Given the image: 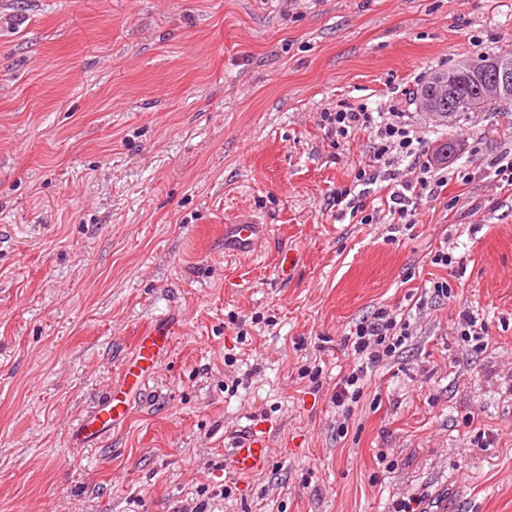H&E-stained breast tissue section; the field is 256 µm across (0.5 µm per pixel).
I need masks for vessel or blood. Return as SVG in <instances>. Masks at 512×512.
Returning a JSON list of instances; mask_svg holds the SVG:
<instances>
[{"instance_id":"1","label":"vessel or blood","mask_w":512,"mask_h":512,"mask_svg":"<svg viewBox=\"0 0 512 512\" xmlns=\"http://www.w3.org/2000/svg\"><path fill=\"white\" fill-rule=\"evenodd\" d=\"M224 234L232 243L243 247L256 244L261 237L259 225L245 220L225 225ZM173 334L174 329L169 324L158 323L138 337L136 357L127 366L121 383L113 386L94 410L80 421L72 434L74 440L84 443L96 441L126 420L130 391L139 388L144 376L160 364L168 352ZM271 456L266 436L252 432L233 441L230 463L237 472L257 474L268 467Z\"/></svg>"}]
</instances>
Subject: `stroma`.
Returning a JSON list of instances; mask_svg holds the SVG:
<instances>
[{"instance_id": "stroma-1", "label": "stroma", "mask_w": 512, "mask_h": 512, "mask_svg": "<svg viewBox=\"0 0 512 512\" xmlns=\"http://www.w3.org/2000/svg\"><path fill=\"white\" fill-rule=\"evenodd\" d=\"M505 49L512 0H0V512H512V102L445 125L416 97ZM362 104L421 159L459 144L406 217L352 184L372 133L321 120ZM382 306L413 336L343 416L344 338ZM159 321L126 421L73 443ZM256 427L270 466L236 474ZM229 237L230 242L239 247H248L256 244L261 238V231L258 224L250 221L238 220L224 227V239ZM486 323L476 316L465 314L461 323L460 336L467 342L484 343V336H488Z\"/></svg>"}]
</instances>
